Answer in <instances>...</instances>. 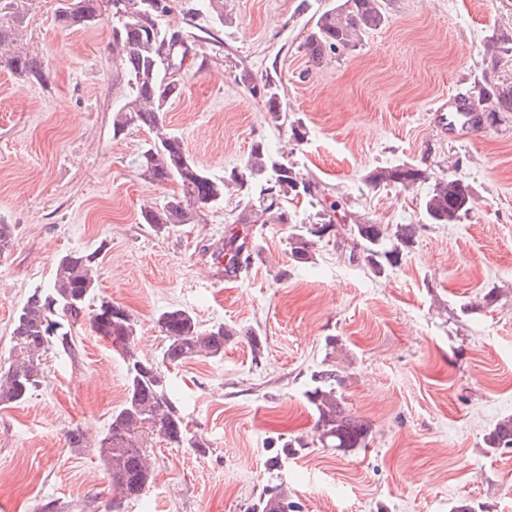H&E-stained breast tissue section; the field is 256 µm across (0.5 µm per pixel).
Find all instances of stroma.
<instances>
[{
  "label": "stroma",
  "mask_w": 512,
  "mask_h": 512,
  "mask_svg": "<svg viewBox=\"0 0 512 512\" xmlns=\"http://www.w3.org/2000/svg\"><path fill=\"white\" fill-rule=\"evenodd\" d=\"M206 2L171 0L163 19L190 49L168 131L216 178L265 143L344 199L336 223L413 224V248L379 277L350 259L342 230L293 264L289 241L312 208L297 199L293 223H235L258 182L156 236L141 212L179 186L134 169L149 130L112 133L128 76L110 24L64 30L58 0H25L17 45L41 59L45 79L18 80L0 63V219L14 229L0 257V372L16 357L14 317L28 295L50 284L61 256L93 251L97 294L132 315L141 357L159 358L157 318L172 307L233 331L222 356L168 370L207 453L150 440L156 478L119 512H246L271 476V441L294 438L304 447L278 476L303 512H451L460 500L512 512V448L484 445L512 415V112L470 134L437 118L457 91L512 80V55L483 53L489 36L512 31V0H388L381 28L320 63L302 43L332 0H223L220 24L191 16ZM244 70L277 80L303 142L270 122L263 98L240 83ZM398 164L462 178L473 209L456 224L426 223L428 184L367 181ZM233 233L257 250L246 273L224 277L202 249ZM65 329L73 345L41 355L42 385L0 409V512H36L49 500L58 512H112L95 444L123 402L125 366L88 320ZM325 363L343 378L347 408L372 426L366 447L344 453L314 436L306 393ZM73 428L90 447L69 445Z\"/></svg>",
  "instance_id": "obj_1"
}]
</instances>
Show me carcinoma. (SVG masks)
Wrapping results in <instances>:
<instances>
[{
	"label": "carcinoma",
	"instance_id": "carcinoma-1",
	"mask_svg": "<svg viewBox=\"0 0 512 512\" xmlns=\"http://www.w3.org/2000/svg\"><path fill=\"white\" fill-rule=\"evenodd\" d=\"M128 9L112 26V45L119 62L129 75V93L114 110L113 134L130 126L148 129L153 143L134 159L141 179L152 184L176 181L180 192L167 197L162 204L142 211L143 223L158 236L168 235L181 224H189L201 212L224 200L230 188L247 189L250 183H266V196L259 207L245 206L237 216L239 224H289L292 216L288 203L304 193L317 207L304 230L291 237L290 255L295 263L312 258L315 241L337 235L332 214L340 209L337 200L327 201L318 185L304 177L287 160L271 155L258 142L251 148L248 160L222 178L210 176L188 155L182 140L169 133L161 120L168 104L182 93V85L167 79L168 68L180 71L189 53L186 37L169 31L160 18L143 16L149 7L146 0H126ZM97 0H61L55 19L65 29H86L97 25L93 20ZM385 0H336L322 11L306 35L303 47L309 58L320 62L326 54H334L358 44L361 37L384 25L387 20ZM18 3L11 12L0 16V48L9 50L16 42L17 26L23 23ZM486 55L495 59L512 52V34L495 33L484 45ZM11 72L23 81L45 80L41 60L29 53L15 52L5 59ZM238 79L251 86V92L264 98L266 110L276 127L288 126L291 138L299 143L306 130L300 120L288 119L283 109L278 85L265 80L254 82L244 72ZM477 104L485 119L494 122L503 112H512V81L487 80L479 89ZM428 180L424 170L408 165L382 167L368 176L375 187L397 184L412 187ZM472 190L468 183L455 176H442L420 199V209L430 224H456L472 209ZM350 235L354 249L350 258L380 276L400 263L404 252L413 246L414 224H352ZM213 254L227 258L224 271L236 275L248 269L251 252L238 237L232 236L224 248ZM93 254L71 252L58 262L53 280L43 291H35L18 311L13 328L20 354L0 373V407L8 408L25 401L42 383L39 356L49 345L58 342L69 346L67 333L59 331L64 318L78 320L84 316L95 333L110 342L126 366V394L122 404L112 413L107 432L97 448L104 461L115 498L113 512L123 503L143 495L155 479L147 439L155 435L175 446H187L204 454L206 443L195 438L180 407L170 395V381L162 370L177 366L196 356L218 357L224 354V341L233 331L222 324L204 328L195 315L183 308L163 311L157 324L166 339L161 362L141 358L134 345L136 327L131 314L123 307L102 297L95 299L97 280L93 272ZM112 313L99 319L103 306ZM312 386L306 397L316 414L315 432L325 448L351 451L363 448L371 434V424L347 410L338 388L342 377L336 368L326 365L311 374ZM491 450L512 448V415L500 419L484 437ZM305 444L288 439L280 452L269 459L272 469L282 462L281 456H292ZM247 512H297L296 502L288 499V488L281 483L267 485Z\"/></svg>",
	"mask_w": 512,
	"mask_h": 512
}]
</instances>
